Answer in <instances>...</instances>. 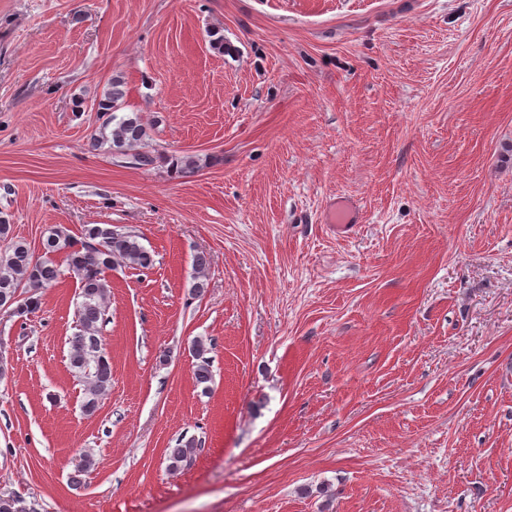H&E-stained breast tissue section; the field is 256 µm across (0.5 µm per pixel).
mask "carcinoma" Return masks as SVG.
<instances>
[{"instance_id":"carcinoma-1","label":"carcinoma","mask_w":512,"mask_h":512,"mask_svg":"<svg viewBox=\"0 0 512 512\" xmlns=\"http://www.w3.org/2000/svg\"><path fill=\"white\" fill-rule=\"evenodd\" d=\"M124 81L112 78V89L97 103L102 122L90 137L94 150L106 149L122 163L147 169L160 161L161 156L146 149L151 135V123L138 111L124 112ZM200 166L193 155L172 160L170 171L188 174ZM43 255L34 257L31 248L16 239L10 221L0 217V298L26 292L14 309L19 317L32 314L41 307V290L55 284L64 274L73 276L79 292L76 302V331L70 339L69 369L84 386L82 410L93 414L103 395L112 388V364L105 351L102 328L107 320L106 294L110 284L105 272L119 265L139 270L154 266L153 254L139 241V236L112 224H85L80 239L66 229H52L42 242ZM63 254V263L54 259ZM208 257L199 253L194 260L192 294L200 295L206 288ZM196 383L209 388L212 371L207 347L203 340L194 341ZM195 440H178L167 450L166 460L171 471L191 463Z\"/></svg>"}]
</instances>
